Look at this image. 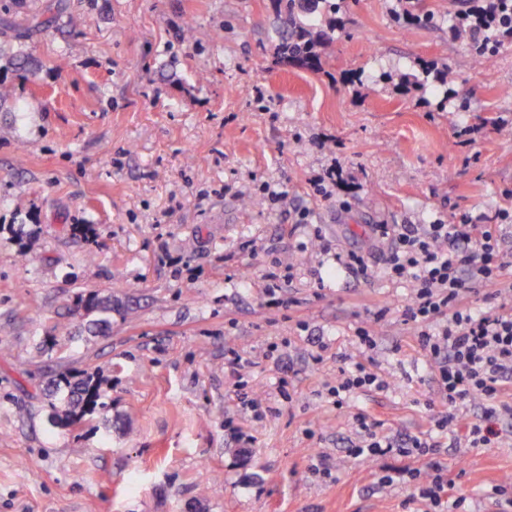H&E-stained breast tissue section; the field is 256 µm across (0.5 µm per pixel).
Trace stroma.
<instances>
[{
    "label": "stroma",
    "instance_id": "stroma-1",
    "mask_svg": "<svg viewBox=\"0 0 512 512\" xmlns=\"http://www.w3.org/2000/svg\"><path fill=\"white\" fill-rule=\"evenodd\" d=\"M50 1L54 24L10 44L35 68L0 59V512H410L407 484L379 483L408 458L347 454L354 413L407 438L443 409L370 227L478 217L512 282V135L496 131L512 39L478 66L450 31L457 0H425L432 26L399 0H343L313 72L276 63L271 0H0V19L27 25ZM333 167L325 198L310 180ZM276 261L293 277L271 296ZM91 293L129 310L85 340ZM369 325L390 386L336 408V359L359 360ZM80 370L104 377V410L49 425L45 382ZM481 409L460 406L439 459L471 512H492L512 420L470 447ZM422 0H401L403 13L419 25L431 26L436 22L435 13L421 4Z\"/></svg>",
    "mask_w": 512,
    "mask_h": 512
}]
</instances>
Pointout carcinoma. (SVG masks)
Instances as JSON below:
<instances>
[{
  "label": "carcinoma",
  "mask_w": 512,
  "mask_h": 512,
  "mask_svg": "<svg viewBox=\"0 0 512 512\" xmlns=\"http://www.w3.org/2000/svg\"><path fill=\"white\" fill-rule=\"evenodd\" d=\"M274 0L276 8L288 14L290 29L281 32L274 46V56L281 62L294 63L313 72L321 69L320 49L337 29L339 3L336 0ZM403 13L423 26L436 22L435 13L422 5V0H401ZM465 18H477L480 25L473 28H456L459 39L470 46L473 57L485 63L498 51L501 41L494 38L496 31L512 27V0H497L496 11L487 9L467 12ZM89 313L86 331L97 336L110 326L112 313L122 310V304L112 297L92 294L81 300ZM103 379L94 373L72 374L61 372L51 380L48 389L49 406L59 420L75 423L104 408Z\"/></svg>",
  "instance_id": "cac0c4a2"
}]
</instances>
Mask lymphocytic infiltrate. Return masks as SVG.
I'll return each instance as SVG.
<instances>
[{
  "instance_id": "1",
  "label": "lymphocytic infiltrate",
  "mask_w": 512,
  "mask_h": 512,
  "mask_svg": "<svg viewBox=\"0 0 512 512\" xmlns=\"http://www.w3.org/2000/svg\"><path fill=\"white\" fill-rule=\"evenodd\" d=\"M372 233L390 242L388 276L412 285L402 315L418 328V344L436 367L446 408L432 418V433L401 443L381 435L368 414L355 413V440L348 454L361 460L391 453L429 457L427 470L408 473L410 502H421L426 512H443L447 504L459 512L466 498L456 494L455 482L444 476L435 459L441 448L436 433L451 430L459 406L477 397L483 402L482 413L470 425L468 437L472 447L488 448L501 435V417L512 415V403L506 399L512 391V307L476 314L464 302L477 284L490 287L492 298L503 294L505 262L495 228L465 216L456 224H376ZM357 337L362 360L337 366L336 384L329 389L339 407L356 391L389 386L372 356L370 330L359 328Z\"/></svg>"
}]
</instances>
